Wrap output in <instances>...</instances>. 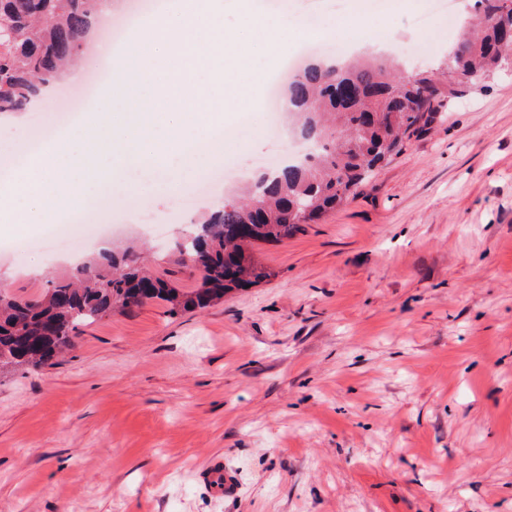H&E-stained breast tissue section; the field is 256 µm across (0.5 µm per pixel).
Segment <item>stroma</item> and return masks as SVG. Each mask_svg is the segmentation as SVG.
<instances>
[{
    "label": "stroma",
    "instance_id": "stroma-1",
    "mask_svg": "<svg viewBox=\"0 0 512 512\" xmlns=\"http://www.w3.org/2000/svg\"><path fill=\"white\" fill-rule=\"evenodd\" d=\"M258 6L296 32L224 122L222 165L251 178L273 153L268 85L310 39L332 59V32L368 23L435 72L455 34L444 17L414 24L424 0ZM76 88L58 79L23 130L0 135V164ZM213 166L145 170L137 205L109 203L111 251L146 246L155 275L195 288L178 246ZM53 235L1 232L0 287L39 293L98 252L77 229L57 252ZM253 253L271 277L221 304L118 310L54 366L0 376V512H512V74L464 87L347 205ZM216 462L231 496L207 490Z\"/></svg>",
    "mask_w": 512,
    "mask_h": 512
}]
</instances>
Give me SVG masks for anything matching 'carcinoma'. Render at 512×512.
I'll list each match as a JSON object with an SVG mask.
<instances>
[{
	"mask_svg": "<svg viewBox=\"0 0 512 512\" xmlns=\"http://www.w3.org/2000/svg\"><path fill=\"white\" fill-rule=\"evenodd\" d=\"M96 0H0V112H17L56 78L82 47ZM504 0H475L476 29L448 53L460 77L437 84L392 59L356 60L340 67L314 61L288 84L303 160L256 179L212 211L180 246L179 263L199 271L186 291L151 275L132 250L89 258L53 277L38 295L0 293V375L52 365L81 326L153 300L172 315L203 310L235 288L270 273L252 249L280 242L345 205L381 163L426 134L462 84L479 83L507 64L512 39L498 19ZM346 84L336 86V71Z\"/></svg>",
	"mask_w": 512,
	"mask_h": 512,
	"instance_id": "obj_1",
	"label": "carcinoma"
}]
</instances>
